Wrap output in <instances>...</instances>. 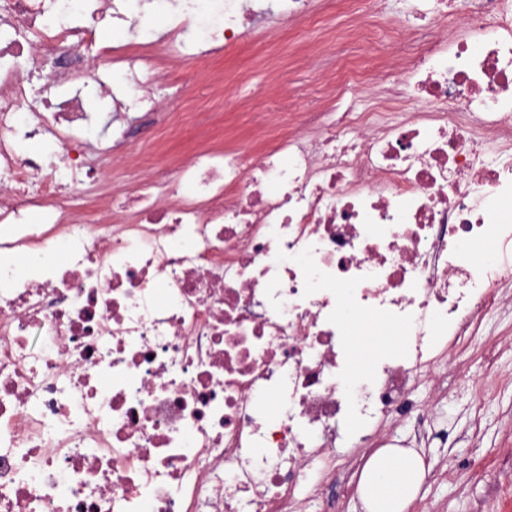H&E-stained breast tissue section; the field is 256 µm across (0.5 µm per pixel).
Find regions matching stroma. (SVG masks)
I'll use <instances>...</instances> for the list:
<instances>
[{
  "label": "stroma",
  "instance_id": "obj_1",
  "mask_svg": "<svg viewBox=\"0 0 512 512\" xmlns=\"http://www.w3.org/2000/svg\"><path fill=\"white\" fill-rule=\"evenodd\" d=\"M323 17L311 29L298 18L282 22L268 16L258 20L234 51L213 55L194 86L199 107L180 131L158 136L152 117L122 114L131 130L130 147L141 165L127 168L124 177H144L145 163L174 165L188 159L202 143L223 147L251 146L259 151L268 142L259 131L283 112H299L315 97L319 79L335 70V55L324 42V31L347 33L354 22L355 0H316ZM405 0H385L384 16L376 24L375 41L356 47L359 55L386 60L381 45L393 43L402 28L413 25ZM446 396H437L432 383L415 392L417 407L435 420L430 445L416 444L409 427L391 423L387 430L398 445L416 449L426 466L425 477L408 512H512V305L486 319L465 348L440 363ZM496 384L494 398L480 402L477 388ZM482 456L481 475H473L475 456ZM454 469L455 479L443 478Z\"/></svg>",
  "mask_w": 512,
  "mask_h": 512
}]
</instances>
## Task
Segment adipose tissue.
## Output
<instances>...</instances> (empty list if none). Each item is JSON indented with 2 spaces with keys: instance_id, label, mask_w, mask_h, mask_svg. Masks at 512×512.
I'll list each match as a JSON object with an SVG mask.
<instances>
[{
  "instance_id": "obj_1",
  "label": "adipose tissue",
  "mask_w": 512,
  "mask_h": 512,
  "mask_svg": "<svg viewBox=\"0 0 512 512\" xmlns=\"http://www.w3.org/2000/svg\"><path fill=\"white\" fill-rule=\"evenodd\" d=\"M423 479L420 458L401 448H382L366 462L359 479L365 512H407Z\"/></svg>"
}]
</instances>
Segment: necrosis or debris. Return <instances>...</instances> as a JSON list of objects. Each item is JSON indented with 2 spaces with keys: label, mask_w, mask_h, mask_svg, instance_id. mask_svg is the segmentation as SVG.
Returning a JSON list of instances; mask_svg holds the SVG:
<instances>
[{
  "label": "necrosis or debris",
  "mask_w": 512,
  "mask_h": 512,
  "mask_svg": "<svg viewBox=\"0 0 512 512\" xmlns=\"http://www.w3.org/2000/svg\"><path fill=\"white\" fill-rule=\"evenodd\" d=\"M173 6L163 42L144 15L141 42L97 52L105 0L88 26L76 0H0V512H302L341 425L372 448L377 421L425 423L420 374L512 301V0H414L394 71L339 57L329 112L251 160L202 150L167 197L69 210L64 190L105 179L78 86L109 78L115 111L175 130L152 85L207 64L200 11L226 52L263 14ZM379 322L401 353L355 380L344 338Z\"/></svg>",
  "instance_id": "4bbe7bcc"
}]
</instances>
